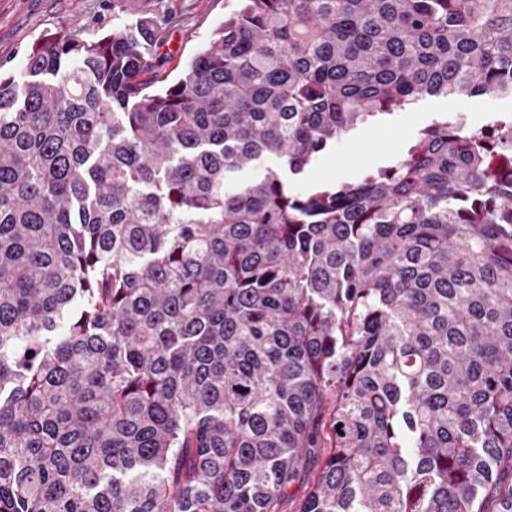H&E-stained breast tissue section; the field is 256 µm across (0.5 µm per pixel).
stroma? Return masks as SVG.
<instances>
[{
	"mask_svg": "<svg viewBox=\"0 0 512 512\" xmlns=\"http://www.w3.org/2000/svg\"><path fill=\"white\" fill-rule=\"evenodd\" d=\"M233 0H145L151 15L170 17L162 48L172 75H179L224 22ZM112 24V0H0V72L22 77L26 55L44 35L61 28L95 39ZM512 112L511 97H424L381 124L344 137L311 163L296 192L325 184L354 183L366 173L402 159L420 132L444 116H465L479 127Z\"/></svg>",
	"mask_w": 512,
	"mask_h": 512,
	"instance_id": "obj_1",
	"label": "stroma"
}]
</instances>
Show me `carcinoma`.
<instances>
[{
  "mask_svg": "<svg viewBox=\"0 0 512 512\" xmlns=\"http://www.w3.org/2000/svg\"><path fill=\"white\" fill-rule=\"evenodd\" d=\"M161 31L0 76V512H512V113L291 189L512 97V0H237L172 81ZM512 112L511 97H430L381 124L365 125L343 137L311 163L294 191L305 193L325 184L354 183L366 173L402 159L420 132L444 116L464 115L469 125L484 126L492 116Z\"/></svg>",
  "mask_w": 512,
  "mask_h": 512,
  "instance_id": "carcinoma-1",
  "label": "carcinoma"
}]
</instances>
